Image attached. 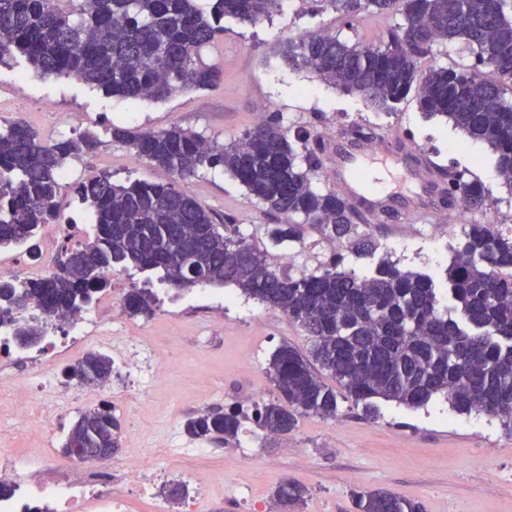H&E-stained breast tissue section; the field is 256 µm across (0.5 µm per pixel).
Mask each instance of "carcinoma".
<instances>
[{"mask_svg": "<svg viewBox=\"0 0 512 512\" xmlns=\"http://www.w3.org/2000/svg\"><path fill=\"white\" fill-rule=\"evenodd\" d=\"M0 0V60L17 52L43 77H75L108 94L165 100L202 90L221 79L202 51L224 33V18L254 25L282 0ZM340 15L365 11L399 14L403 22L376 45L348 43L332 34L290 38L288 62L347 94L391 109L414 94L421 112L442 117L496 155L498 175L512 185V0H320ZM456 43L472 64L420 69L440 43ZM133 156L189 182L220 167L288 228L275 240L303 239L309 224L327 239L347 243L359 255L373 251L364 219L348 199L314 186L316 151L296 153L279 114L268 112L239 139L220 144L182 128L144 131L105 129ZM101 145L87 130L76 138L46 141L21 122L0 128V249L25 244L60 218V170L71 157ZM452 192L473 211L488 206L489 193L462 172L448 175ZM79 201L92 209L94 234L62 247L57 270L23 283L0 281V320L15 323L17 345L44 336L46 320L91 304L114 271L134 267L161 273L178 289L196 286L178 261L189 247L192 265L209 285H233L244 295L286 314L309 337L303 353L283 344L267 372L276 395L256 405L254 423L271 434L292 431L301 416H338V393L323 383L328 372L344 399L364 416L378 401L426 406L441 395L459 413L497 418L512 430V234L495 224L462 229L464 244L446 270L445 289L432 277L404 271L384 259L368 275L338 270L341 260L291 277L267 263L229 216L224 224L187 188L134 180L112 182L102 171L78 184ZM299 221H294L293 217ZM447 297L459 312L448 315ZM44 319L16 318L29 305ZM130 316L153 314V294L133 288L123 300ZM66 384H106L112 357L86 353L63 371ZM242 411L211 408L188 417L192 439L227 444L242 430ZM97 455L121 448L118 418L104 405L80 413L62 452ZM307 490L282 484L276 495L301 504ZM358 512H423L419 502L388 492H354Z\"/></svg>", "mask_w": 512, "mask_h": 512, "instance_id": "1", "label": "carcinoma"}]
</instances>
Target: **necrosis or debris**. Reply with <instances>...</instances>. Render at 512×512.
Listing matches in <instances>:
<instances>
[{
  "instance_id": "4bbe7bcc",
  "label": "necrosis or debris",
  "mask_w": 512,
  "mask_h": 512,
  "mask_svg": "<svg viewBox=\"0 0 512 512\" xmlns=\"http://www.w3.org/2000/svg\"><path fill=\"white\" fill-rule=\"evenodd\" d=\"M70 234L68 223L49 225L34 257L0 259V279L22 282L50 273L58 244ZM106 306L105 316L92 308L48 323L41 342L20 353L12 348L10 325L0 322V437L7 439L0 448V481L11 488L0 496V512H131L135 494L151 503L152 512H201L205 500L223 495V484L183 468V461L209 456L211 450L175 427L154 437L151 453L113 457L104 472L54 474L47 456L27 451L33 437L51 432L56 417L42 393L63 395L69 407L87 397L83 389L60 383V355L75 354L88 343L108 349L118 380L115 391L130 401L145 400L182 372V364L161 360L147 337L127 334L119 300H107ZM167 482L184 485L185 496H159L158 486Z\"/></svg>"
}]
</instances>
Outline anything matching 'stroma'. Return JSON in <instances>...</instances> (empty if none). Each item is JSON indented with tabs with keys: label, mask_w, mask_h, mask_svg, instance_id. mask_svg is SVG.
Here are the masks:
<instances>
[{
	"label": "stroma",
	"mask_w": 512,
	"mask_h": 512,
	"mask_svg": "<svg viewBox=\"0 0 512 512\" xmlns=\"http://www.w3.org/2000/svg\"><path fill=\"white\" fill-rule=\"evenodd\" d=\"M401 20L398 14L381 18L364 12L346 21L321 0H283L279 11L253 26L225 19L223 35L203 52L204 61L221 71L220 83L159 101L112 96L73 77L45 79L16 55L0 62V125L20 121L50 139L74 137L87 129L102 133L94 153L71 159L72 175L61 191L62 211L75 219L78 238L93 229L90 208L77 203L74 188L79 182L101 171L111 172L116 183L176 180L145 161L131 166L129 150L103 133L113 124L155 130L176 126L228 143L255 124V112L262 106L279 113L294 147H301L304 135L317 139L315 185L345 196L348 183L333 180L330 169L337 155L350 149L347 128L366 127L376 140L410 131L414 145L437 169L466 171L482 182L490 192L489 207L461 212L447 237L438 239L432 226L449 209L439 204L432 186L418 176L393 185L391 216L374 210L366 214L373 254L361 257L343 249L341 266L364 271L388 258L408 270L440 275L459 248L462 225L512 227V186L499 178L491 149L450 123L425 118L414 96L381 110L361 95L340 93L308 70L289 66L281 55L287 38L333 33L345 41L371 44ZM22 79L30 104L16 109L10 100ZM45 101L53 104V111H42ZM189 187L204 207L232 217L277 269L297 277L329 260L328 239L313 229H305L300 243L272 241V217L222 170H200ZM257 314L266 317L260 331L254 328ZM127 326L150 337L159 356L180 359L187 369L138 403L136 417H129L125 403L117 404L126 451L139 447L140 436L165 428L170 405H181L185 417L202 398L214 408L236 407L244 382L260 399L271 398L275 388L267 367L272 352L285 343L302 351L310 346L305 332L287 315L232 285L183 290L179 305L155 304L151 317L128 318ZM188 466L224 482L223 497L205 502L203 512H245L250 502L260 512H356L351 498L355 491L390 492L421 502L424 512H512V432L499 420L458 414L440 397L418 409L383 401L373 419L344 400L336 418L304 416L285 435L258 430L248 449L232 442L225 456L194 459ZM257 473L263 481H254ZM286 481L306 488L302 505L278 502L276 489Z\"/></svg>",
	"instance_id": "1"
}]
</instances>
